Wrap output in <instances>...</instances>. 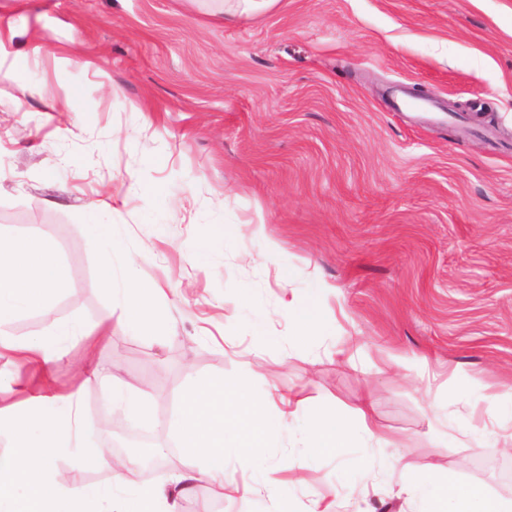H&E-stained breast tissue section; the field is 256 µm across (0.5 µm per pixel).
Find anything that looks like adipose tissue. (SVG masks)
<instances>
[{"label": "adipose tissue", "instance_id": "obj_1", "mask_svg": "<svg viewBox=\"0 0 512 512\" xmlns=\"http://www.w3.org/2000/svg\"><path fill=\"white\" fill-rule=\"evenodd\" d=\"M60 279V265L46 235L0 239V324L28 310H46ZM113 294L128 309L133 326L145 328L156 319L146 288L128 276ZM239 415L237 435L250 436L257 451L245 457L257 465L258 451L283 425V415H270L243 384L191 383L186 391L181 432L188 454L207 464L205 471L187 469L172 487L146 494L133 486L122 492L91 486L72 491L54 467L56 457L70 451L80 430L71 396L34 399L23 413L0 407V433L10 434L15 448L0 455V512H181L182 499L193 485L208 477L224 483V412ZM412 496L444 499L448 512H504L480 490L428 476L409 489Z\"/></svg>", "mask_w": 512, "mask_h": 512}]
</instances>
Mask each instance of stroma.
Returning a JSON list of instances; mask_svg holds the SVG:
<instances>
[{"instance_id":"obj_1","label":"stroma","mask_w":512,"mask_h":512,"mask_svg":"<svg viewBox=\"0 0 512 512\" xmlns=\"http://www.w3.org/2000/svg\"><path fill=\"white\" fill-rule=\"evenodd\" d=\"M221 0H0V235L49 234L48 312L69 325L49 365L0 349V406L76 395L84 446L68 485H107L100 414L194 461L178 421L198 379L243 381L268 412L302 403L241 494L195 485L202 512H445L406 492L438 476L512 501V0H278L224 21ZM420 87L452 120L396 110ZM156 189L158 198L145 196ZM112 227V254L88 226ZM134 271L163 328L141 331L104 288ZM312 301L301 332L286 306ZM138 388L130 413L113 380ZM501 394L495 408L485 397ZM368 403L381 440L322 450L319 411ZM391 446H383V439Z\"/></svg>"}]
</instances>
